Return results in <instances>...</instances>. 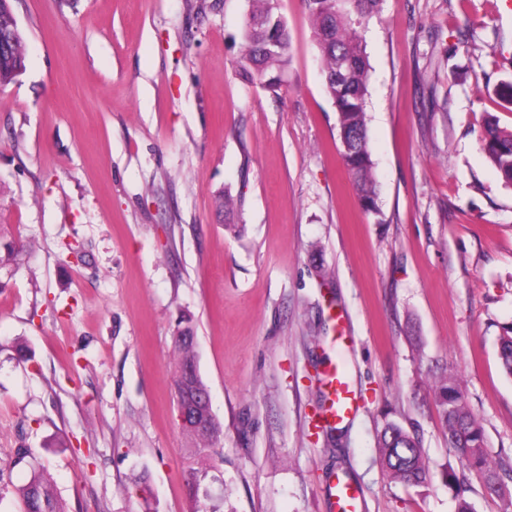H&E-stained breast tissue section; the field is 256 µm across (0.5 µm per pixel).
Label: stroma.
<instances>
[{
	"label": "stroma",
	"instance_id": "obj_1",
	"mask_svg": "<svg viewBox=\"0 0 512 512\" xmlns=\"http://www.w3.org/2000/svg\"><path fill=\"white\" fill-rule=\"evenodd\" d=\"M25 69L0 87V512L29 448L67 512H187L174 398L180 321L223 425L225 512H500L448 446L432 376L455 373L491 461L512 464V185L486 157L512 128L504 0H383L364 33L379 211L341 159L300 0H280L288 86L245 81L247 0H13ZM232 198L233 213L222 202ZM355 413L318 428L324 375ZM430 476L390 481L387 421ZM464 476L463 493L444 471ZM497 359L508 378H512V327L504 328L497 338ZM329 488L333 508L337 505L342 512H357L359 491L352 483L336 480V476H333Z\"/></svg>",
	"mask_w": 512,
	"mask_h": 512
}]
</instances>
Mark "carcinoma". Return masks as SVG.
I'll return each instance as SVG.
<instances>
[{
  "instance_id": "cac0c4a2",
  "label": "carcinoma",
  "mask_w": 512,
  "mask_h": 512,
  "mask_svg": "<svg viewBox=\"0 0 512 512\" xmlns=\"http://www.w3.org/2000/svg\"><path fill=\"white\" fill-rule=\"evenodd\" d=\"M248 3L240 70L246 79L277 94L287 86L291 44L288 21L280 11L279 0ZM381 3L382 0H303L321 59L323 88L338 115V137L348 144V150L341 152V156L367 212L378 210V192L366 121L371 66L363 33ZM22 42V32L18 31L11 60L0 59V86L11 83L21 73V66L25 65ZM483 149L505 181L512 183V131L488 124ZM22 251L18 239L0 233V263L17 260ZM175 344L179 353L178 373H190L177 401L213 419L209 433L182 427L191 442L187 448L192 461L187 479L191 503L188 512H220L224 493L216 492L214 484L221 479L210 474L205 462L220 442L223 427L212 408L196 402L198 396L208 391V386L198 370L196 341L190 325L178 328ZM497 359L504 375L512 378V327L503 329L497 338ZM434 396L438 416L448 433V447L477 470L485 489H490L491 483L500 479L502 466L488 459L483 427L471 412L456 377L448 373L436 377ZM377 453L391 481L419 486L427 480L429 467L421 450V439L399 423L385 424L377 436ZM16 462L26 463L31 471L28 481L15 489L22 512H66L50 477L36 462L31 449H17Z\"/></svg>"
}]
</instances>
